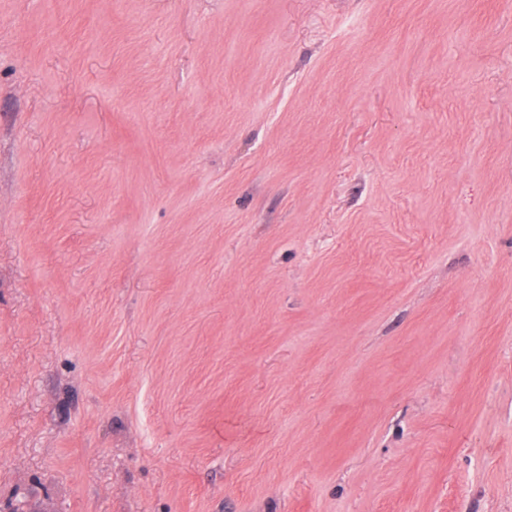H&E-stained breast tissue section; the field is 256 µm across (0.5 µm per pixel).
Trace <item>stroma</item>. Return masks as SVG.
<instances>
[{
    "label": "stroma",
    "instance_id": "1",
    "mask_svg": "<svg viewBox=\"0 0 512 512\" xmlns=\"http://www.w3.org/2000/svg\"><path fill=\"white\" fill-rule=\"evenodd\" d=\"M512 512V0H0V504Z\"/></svg>",
    "mask_w": 512,
    "mask_h": 512
}]
</instances>
